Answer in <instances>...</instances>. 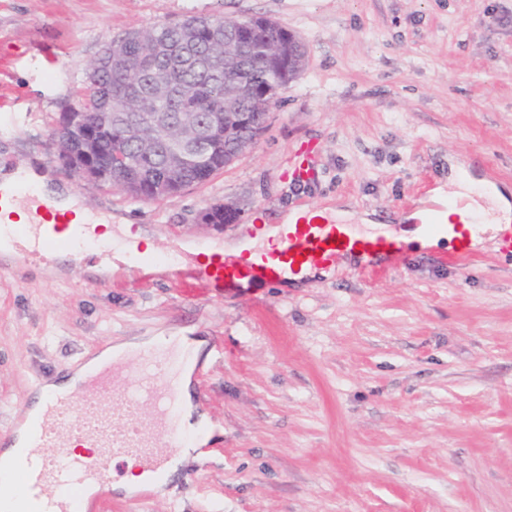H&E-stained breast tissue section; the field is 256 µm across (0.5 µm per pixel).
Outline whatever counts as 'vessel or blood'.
<instances>
[{"label": "vessel or blood", "instance_id": "1", "mask_svg": "<svg viewBox=\"0 0 512 512\" xmlns=\"http://www.w3.org/2000/svg\"><path fill=\"white\" fill-rule=\"evenodd\" d=\"M19 198L47 215L37 224L0 225V236L11 238L19 260L39 259L49 247L81 253L97 244L89 225L57 213L30 186H19L10 196L0 193V211ZM425 229L456 242L441 256L442 264L474 266L463 230L446 216L428 214ZM402 255L394 234L360 235L350 225L321 223L305 214L287 225L272 247L205 264L182 261L177 286L189 294H208L244 279L283 285L296 270L343 258L355 260L360 274L376 279ZM192 360L190 347L172 341L142 352L136 379L128 378L125 358H115L90 374L80 391L48 394L29 425L24 466L14 478L0 479V497L19 501L25 512H79L80 490L109 482L113 461L131 459L142 471L163 475L173 454L207 433L203 425L184 426L174 413L181 402L182 373ZM76 443L81 452H73Z\"/></svg>", "mask_w": 512, "mask_h": 512}]
</instances>
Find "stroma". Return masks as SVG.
Masks as SVG:
<instances>
[{"label":"stroma","mask_w":512,"mask_h":512,"mask_svg":"<svg viewBox=\"0 0 512 512\" xmlns=\"http://www.w3.org/2000/svg\"><path fill=\"white\" fill-rule=\"evenodd\" d=\"M263 16L305 42L256 144L204 184L157 201L80 180L51 135L103 46L190 16ZM15 58L0 94V161L42 165L93 214L149 232L157 253L233 236L329 199L394 230L450 163L512 193V0H0ZM312 146L316 171L286 178ZM230 204L234 223L199 216ZM441 249L380 281L336 264L305 288L179 292L164 272L71 256L0 266V435L39 385L98 350L152 336L203 340L189 392L208 440L156 490L114 484L89 512H512V255L495 241L468 272Z\"/></svg>","instance_id":"obj_1"}]
</instances>
